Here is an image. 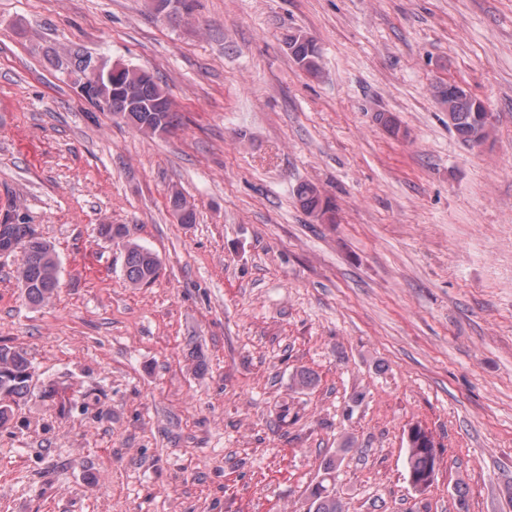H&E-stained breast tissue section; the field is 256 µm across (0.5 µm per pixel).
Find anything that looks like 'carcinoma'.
Wrapping results in <instances>:
<instances>
[{"instance_id":"cac0c4a2","label":"carcinoma","mask_w":512,"mask_h":512,"mask_svg":"<svg viewBox=\"0 0 512 512\" xmlns=\"http://www.w3.org/2000/svg\"><path fill=\"white\" fill-rule=\"evenodd\" d=\"M287 47L291 56L303 71L313 77L322 73L321 54L313 40L300 34L288 36ZM438 96L450 104L448 125L458 138L468 144L478 131L481 105L467 90L448 97V85L437 88ZM94 105L110 113L145 135H160L168 132L178 123L177 113L155 76L138 74V69L123 67L112 74H102L95 91ZM301 208L309 215L323 222H335L334 205L314 185L305 184L298 190ZM173 212L180 223L194 222L193 206L179 193L170 197ZM14 244L23 252L22 264L17 279L25 298L33 304L48 301L59 284V264L54 249L42 238L36 236L28 224H0V244ZM161 267L159 256L142 247L128 242L125 246L124 274L127 281L140 286L152 282ZM31 377V365L24 352L0 347V427L11 417V405L27 395ZM352 448V440L344 441L336 453L328 456L323 463L321 480L309 487L308 512H344L343 503L337 496L335 486L336 468L342 456ZM436 441L431 431L415 424L406 435V464L408 482L418 496L427 494L436 480Z\"/></svg>"}]
</instances>
